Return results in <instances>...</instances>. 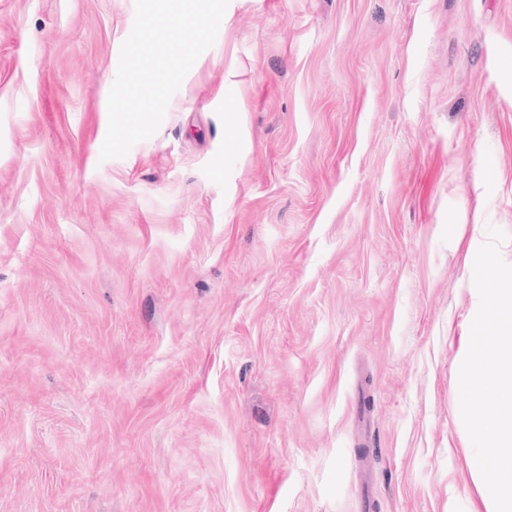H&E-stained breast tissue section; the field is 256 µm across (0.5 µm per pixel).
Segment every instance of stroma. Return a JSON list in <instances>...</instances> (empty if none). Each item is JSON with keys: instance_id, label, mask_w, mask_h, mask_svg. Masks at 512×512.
Here are the masks:
<instances>
[{"instance_id": "obj_1", "label": "stroma", "mask_w": 512, "mask_h": 512, "mask_svg": "<svg viewBox=\"0 0 512 512\" xmlns=\"http://www.w3.org/2000/svg\"><path fill=\"white\" fill-rule=\"evenodd\" d=\"M134 0H0V512H486L458 375L512 264V0H229L101 160Z\"/></svg>"}]
</instances>
